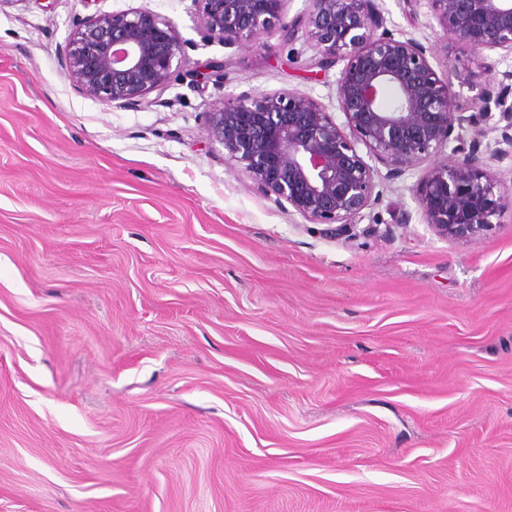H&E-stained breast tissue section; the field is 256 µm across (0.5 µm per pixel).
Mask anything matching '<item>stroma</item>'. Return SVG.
<instances>
[{"label":"stroma","mask_w":512,"mask_h":512,"mask_svg":"<svg viewBox=\"0 0 512 512\" xmlns=\"http://www.w3.org/2000/svg\"><path fill=\"white\" fill-rule=\"evenodd\" d=\"M460 111L512 56L378 0ZM146 6L224 69L137 108L77 93L79 18ZM303 32L204 39L197 0H0V512H512V208L440 236L381 181L353 238L252 189L211 105L335 107Z\"/></svg>","instance_id":"stroma-1"}]
</instances>
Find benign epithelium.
I'll return each instance as SVG.
<instances>
[{"mask_svg": "<svg viewBox=\"0 0 512 512\" xmlns=\"http://www.w3.org/2000/svg\"><path fill=\"white\" fill-rule=\"evenodd\" d=\"M204 34L226 46L301 27L316 52L314 65L343 63L336 110L306 92L259 93L212 105L207 133L224 159L256 192L285 201L312 224L336 236L357 234L355 219L379 201V166L388 180L427 161L414 189L421 215L439 235L468 241L492 231L512 206L481 152L476 130L468 151L456 142L464 125L457 93L429 61L431 50L385 29L376 0H307L294 23L284 22L288 0H198ZM445 38L461 54L512 55V0H428ZM73 86L104 105L138 107L186 75L185 46L175 27L151 9L79 19L63 51ZM498 111L505 122L489 157L512 154V100L506 90L482 94L480 115ZM367 149L362 155L359 146Z\"/></svg>", "mask_w": 512, "mask_h": 512, "instance_id": "obj_1", "label": "benign epithelium"}]
</instances>
